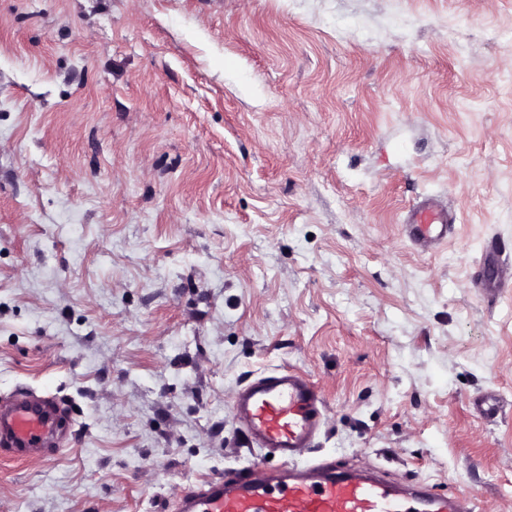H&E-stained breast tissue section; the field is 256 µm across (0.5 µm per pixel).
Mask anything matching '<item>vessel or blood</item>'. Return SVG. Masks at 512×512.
I'll list each match as a JSON object with an SVG mask.
<instances>
[{"mask_svg": "<svg viewBox=\"0 0 512 512\" xmlns=\"http://www.w3.org/2000/svg\"><path fill=\"white\" fill-rule=\"evenodd\" d=\"M456 214L427 197L409 207L403 232L419 250L448 240ZM474 288L494 300L512 287V258L499 240L486 246ZM66 400L51 391L16 389L0 400V451L19 460L42 459L63 442ZM232 410L243 426L242 445L277 457L278 468H243L183 491L173 512H464L460 498L409 487L378 475L339 467L335 460L301 464L326 421V405L303 373L283 369L260 374L234 394Z\"/></svg>", "mask_w": 512, "mask_h": 512, "instance_id": "obj_1", "label": "vessel or blood"}]
</instances>
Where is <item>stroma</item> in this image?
I'll use <instances>...</instances> for the list:
<instances>
[{"mask_svg": "<svg viewBox=\"0 0 512 512\" xmlns=\"http://www.w3.org/2000/svg\"><path fill=\"white\" fill-rule=\"evenodd\" d=\"M426 195L458 213L431 254ZM492 237L512 0H0V397L76 409L54 454L0 453V512H171L259 461L232 398L276 368L326 402L304 462L512 512ZM457 221L456 214L435 197H426L409 207L403 232L422 252H431L448 241ZM503 254L499 240L489 241L486 246L487 263L478 267L473 281L474 288L488 301H493L502 291L512 286V258H503Z\"/></svg>", "mask_w": 512, "mask_h": 512, "instance_id": "1", "label": "stroma"}]
</instances>
